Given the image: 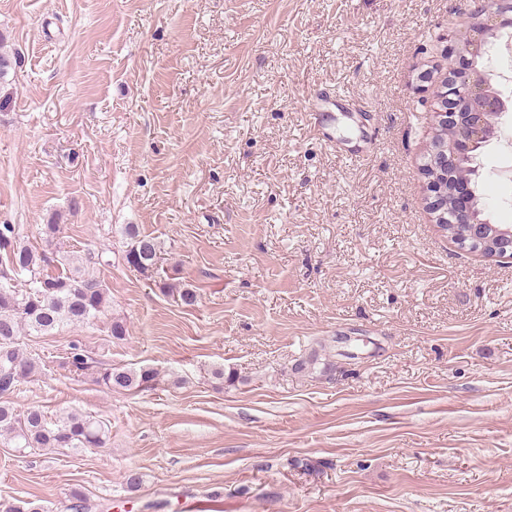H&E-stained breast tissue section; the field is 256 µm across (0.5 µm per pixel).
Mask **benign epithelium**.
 Returning <instances> with one entry per match:
<instances>
[{
    "mask_svg": "<svg viewBox=\"0 0 512 512\" xmlns=\"http://www.w3.org/2000/svg\"><path fill=\"white\" fill-rule=\"evenodd\" d=\"M471 2L474 7L463 12L469 36L454 45V62L438 94L436 127L450 128L455 134L435 145L423 174L430 213H448V223L461 225L459 246L487 258L512 260V226L478 220L476 183L469 175H455L463 161L476 172V151L497 137L503 121L512 118V97L502 93L500 76L485 58L489 39L512 32V3Z\"/></svg>",
    "mask_w": 512,
    "mask_h": 512,
    "instance_id": "7a95c632",
    "label": "benign epithelium"
}]
</instances>
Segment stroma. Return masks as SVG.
Returning <instances> with one entry per match:
<instances>
[{
	"label": "stroma",
	"instance_id": "35a3bbf8",
	"mask_svg": "<svg viewBox=\"0 0 512 512\" xmlns=\"http://www.w3.org/2000/svg\"><path fill=\"white\" fill-rule=\"evenodd\" d=\"M465 7L0 0V225L41 251L58 216L65 250L105 255L111 300L25 339L43 370L9 397L102 420L106 446L0 440V504L67 512L77 488L91 512H512V262L438 232L421 173ZM339 92L354 111H310ZM496 148L484 215L512 226ZM128 224L162 246L157 285L123 259ZM74 343L157 383L71 376ZM313 353L331 370L295 371Z\"/></svg>",
	"mask_w": 512,
	"mask_h": 512
}]
</instances>
